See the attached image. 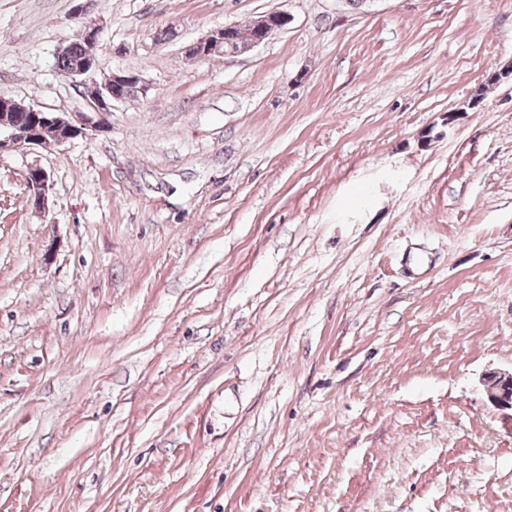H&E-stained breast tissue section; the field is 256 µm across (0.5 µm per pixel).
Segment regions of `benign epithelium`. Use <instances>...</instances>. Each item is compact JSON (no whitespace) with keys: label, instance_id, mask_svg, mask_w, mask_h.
Listing matches in <instances>:
<instances>
[{"label":"benign epithelium","instance_id":"benign-epithelium-1","mask_svg":"<svg viewBox=\"0 0 512 512\" xmlns=\"http://www.w3.org/2000/svg\"><path fill=\"white\" fill-rule=\"evenodd\" d=\"M288 24V15L273 12L250 21L256 30V37L249 43L254 48L266 42L272 35ZM229 27L211 31L204 38L190 44L186 53L206 58L216 53L237 54L239 50L229 45L226 35ZM97 67V60L85 58L79 66L61 75L73 82L89 77ZM136 84L141 92L147 86L137 72L117 71L112 73V84L104 88L89 101L92 115H82L76 119L60 112L34 108L14 99L0 97V154L11 151H52L79 135L85 128L99 129L105 124V117L112 112V105L122 100V88ZM28 113V118L20 119L19 113ZM25 187L33 206L42 209L48 200L51 184L46 171L31 166L24 175ZM488 399L501 409L512 410V372L493 373L485 379Z\"/></svg>","mask_w":512,"mask_h":512}]
</instances>
